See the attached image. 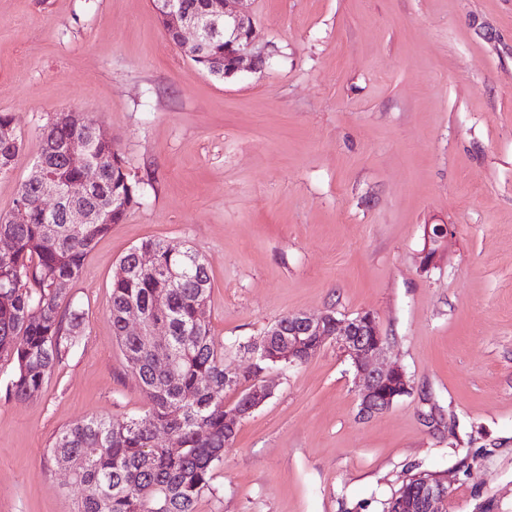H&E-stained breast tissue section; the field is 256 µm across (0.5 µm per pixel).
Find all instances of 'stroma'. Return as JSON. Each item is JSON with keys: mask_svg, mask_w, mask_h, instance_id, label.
<instances>
[{"mask_svg": "<svg viewBox=\"0 0 512 512\" xmlns=\"http://www.w3.org/2000/svg\"><path fill=\"white\" fill-rule=\"evenodd\" d=\"M264 69L219 80L172 45L154 0H0V113L23 147L74 107L146 200L112 225L69 292L76 345L34 397L6 398L0 512H73L48 458L82 418L148 408L112 335V279L148 239L189 244L212 279L224 364L282 316L372 312L413 383L358 416L334 343L265 372L197 512H382L407 474L437 471L448 512H512V0H247ZM453 229L422 269L423 230Z\"/></svg>", "mask_w": 512, "mask_h": 512, "instance_id": "35a3bbf8", "label": "stroma"}]
</instances>
